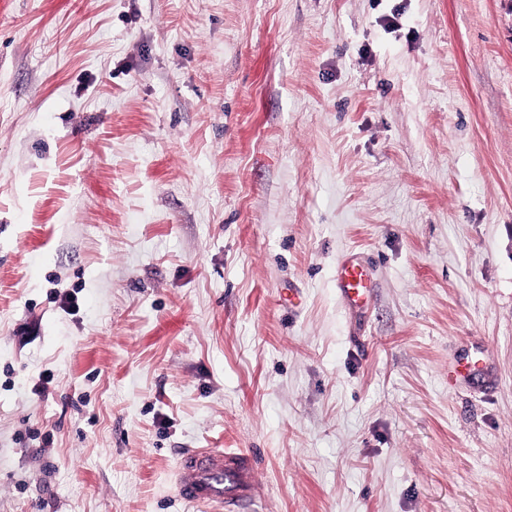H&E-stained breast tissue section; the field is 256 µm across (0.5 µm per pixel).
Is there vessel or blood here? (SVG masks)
<instances>
[{
  "label": "vessel or blood",
  "mask_w": 512,
  "mask_h": 512,
  "mask_svg": "<svg viewBox=\"0 0 512 512\" xmlns=\"http://www.w3.org/2000/svg\"><path fill=\"white\" fill-rule=\"evenodd\" d=\"M336 288L346 303L365 309L372 282L362 259L349 255L336 266ZM482 360L471 358L448 370L455 385L483 375ZM176 491L188 504L214 508L215 512H256L252 458L239 450L204 449L185 453L179 460Z\"/></svg>",
  "instance_id": "b4317fda"
}]
</instances>
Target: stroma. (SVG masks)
<instances>
[{"label": "stroma", "instance_id": "obj_1", "mask_svg": "<svg viewBox=\"0 0 512 512\" xmlns=\"http://www.w3.org/2000/svg\"><path fill=\"white\" fill-rule=\"evenodd\" d=\"M206 448L512 512V0H0V512H206ZM336 288L346 303L357 310L367 307L372 282L362 259L349 255L336 266ZM485 364L478 358L467 359L465 362H457L448 369V384L456 385L467 382L485 373Z\"/></svg>", "mask_w": 512, "mask_h": 512}]
</instances>
